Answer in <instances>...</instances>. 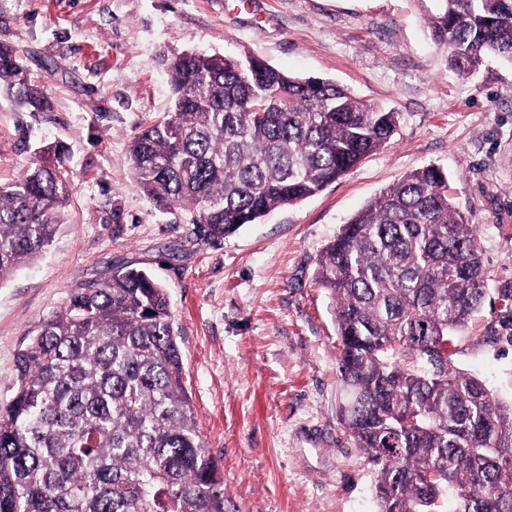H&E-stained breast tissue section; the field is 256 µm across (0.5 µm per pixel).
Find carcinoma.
I'll use <instances>...</instances> for the list:
<instances>
[{
    "mask_svg": "<svg viewBox=\"0 0 512 512\" xmlns=\"http://www.w3.org/2000/svg\"><path fill=\"white\" fill-rule=\"evenodd\" d=\"M461 75L512 59V0H434ZM171 112L130 144L135 187L213 239L312 197L394 135L399 114L334 82L222 54L169 60ZM0 96L48 100L0 46ZM62 150L0 185V278L40 254L69 201ZM335 302L340 417L375 470L378 512H512V406L454 365L486 294L476 225L435 166L358 210L321 251ZM0 512H225L185 384L165 286L123 267L68 292L20 350L0 403Z\"/></svg>",
    "mask_w": 512,
    "mask_h": 512,
    "instance_id": "1",
    "label": "carcinoma"
}]
</instances>
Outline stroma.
<instances>
[{"label":"stroma","mask_w":512,"mask_h":512,"mask_svg":"<svg viewBox=\"0 0 512 512\" xmlns=\"http://www.w3.org/2000/svg\"><path fill=\"white\" fill-rule=\"evenodd\" d=\"M423 0H0V44L46 92L44 112L0 97V182L44 146L72 192L52 244L0 280V400L17 353L78 284L119 266L169 294L201 437L229 512H376L374 471L339 416L324 246L363 205L435 165L476 224L488 294L456 363L512 403V62L469 76L425 27ZM260 58L400 114L391 141L321 193L221 240L131 179L129 145L172 105L167 56Z\"/></svg>","instance_id":"1"}]
</instances>
